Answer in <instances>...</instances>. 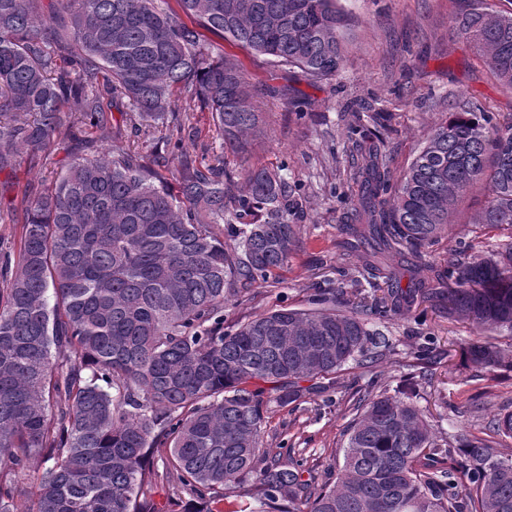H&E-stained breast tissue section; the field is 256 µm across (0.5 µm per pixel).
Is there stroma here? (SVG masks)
<instances>
[{"mask_svg": "<svg viewBox=\"0 0 512 512\" xmlns=\"http://www.w3.org/2000/svg\"><path fill=\"white\" fill-rule=\"evenodd\" d=\"M345 5L350 17L346 65L335 78L317 83L299 69L270 66L206 35L207 47L222 49L241 63L253 102L264 116L262 132L251 137L246 151L227 149L210 113L200 111L195 100H178L197 130L185 142L188 152L223 159L235 188L253 168H284L295 204L291 220L300 226L287 266L255 282L253 299L235 297L225 303V324L284 306H307L318 286L336 288L344 301L370 295L366 282L337 271L344 251L340 226L351 211L355 188L357 151L346 135L352 113L365 107L394 112L383 150L398 173L449 113L464 111L474 101L503 118L512 113V91L491 77L470 42L453 33L458 17L469 7L467 0H345ZM283 88L288 91L284 97L279 94ZM92 136L100 151L124 146L151 160L166 154L157 135L136 131L124 112H113L111 127L93 131ZM487 195L482 184L461 199L452 215L450 239L429 248L427 261L446 265L449 240L472 239L469 220ZM378 328L390 338L391 351L372 368L338 373L333 404L324 405L321 397L310 395L298 406L272 409L266 437L269 452L276 455L292 448L302 454L307 460L304 476L313 486L335 480L338 474L352 419L349 406L359 388L375 376L390 387L401 385L407 374L403 362L417 345L429 344L443 355L417 399L439 430L456 431L463 412L473 415V427H480L512 405L511 372L485 394L462 368L461 348L476 336L468 322L451 319L442 308L425 303Z\"/></svg>", "mask_w": 512, "mask_h": 512, "instance_id": "obj_1", "label": "stroma"}]
</instances>
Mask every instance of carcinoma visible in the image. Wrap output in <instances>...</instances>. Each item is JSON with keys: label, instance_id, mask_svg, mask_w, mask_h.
Here are the masks:
<instances>
[{"label": "carcinoma", "instance_id": "1", "mask_svg": "<svg viewBox=\"0 0 512 512\" xmlns=\"http://www.w3.org/2000/svg\"><path fill=\"white\" fill-rule=\"evenodd\" d=\"M159 2L0 0V173L25 154L49 157L59 139L84 151L29 196L0 271V512H163L152 491L164 483L192 494L182 512L241 496L250 512H512V454L500 449L512 412L482 437L438 435L413 393L374 378L353 403L336 482L309 495L303 460L264 448L258 386L280 406L301 401L303 381L328 392L345 366L370 368L390 350L373 321L420 300L477 331L463 351L475 376L512 372V121L454 112L397 176L371 142L390 112L353 113L357 205L343 230L354 267L340 274L387 295L343 305L316 288L306 309L226 330L224 303L296 246L290 186L256 168L232 192L224 162L180 151L193 127L176 97H195L239 150L260 113L240 67L213 57L202 32L319 82L345 66L348 15L338 0H176L177 12ZM470 2L454 33L512 90V12ZM127 106L133 125L169 131L171 177L138 152L90 150L89 130ZM64 107L78 126H64ZM483 181L489 200L471 224L504 240L481 257L465 242L447 265L426 262Z\"/></svg>", "mask_w": 512, "mask_h": 512}]
</instances>
